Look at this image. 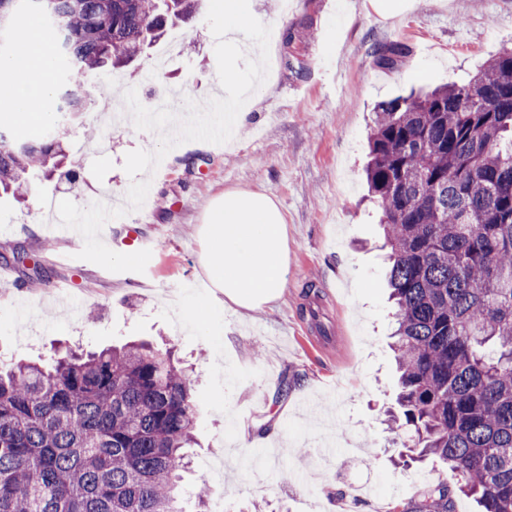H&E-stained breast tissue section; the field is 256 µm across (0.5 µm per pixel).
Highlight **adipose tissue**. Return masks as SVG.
Returning a JSON list of instances; mask_svg holds the SVG:
<instances>
[{
  "label": "adipose tissue",
  "mask_w": 512,
  "mask_h": 512,
  "mask_svg": "<svg viewBox=\"0 0 512 512\" xmlns=\"http://www.w3.org/2000/svg\"><path fill=\"white\" fill-rule=\"evenodd\" d=\"M19 52L7 62L15 76L11 105L0 124L30 127L46 116L53 72L48 51L32 22L18 31ZM199 233L205 242L201 265L225 305L254 311L277 300L288 273V227L269 195L228 191L207 207Z\"/></svg>",
  "instance_id": "1"
}]
</instances>
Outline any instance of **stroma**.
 Segmentation results:
<instances>
[{"label": "stroma", "instance_id": "stroma-1", "mask_svg": "<svg viewBox=\"0 0 512 512\" xmlns=\"http://www.w3.org/2000/svg\"><path fill=\"white\" fill-rule=\"evenodd\" d=\"M249 7L276 36L246 124L232 141L187 142L168 153L151 176L144 212L107 223L112 231L141 225L143 246L154 252L144 272L58 263L69 243L52 232L58 219L46 207L60 196L85 207L106 191L122 201L131 183L126 154L156 148L155 133L102 124L117 87L136 88L151 109L214 97L220 83L205 12L170 27L133 66L87 78V108L62 139L75 179H44L21 202L0 196V252L19 246L54 270L37 281L12 267L15 288L0 294V359L48 368L61 341L97 350L144 340L172 349L193 369L198 406L183 494L203 476L222 482L228 512H402L435 484L454 490V512H476L447 464L399 461L387 421L398 379L387 250L379 214L364 199V168L375 106L469 81L512 46V0H408L395 15L371 0H249ZM290 28L306 36L288 48L282 35ZM396 41L409 54L377 66L375 46ZM160 56L164 66L143 81ZM234 189L271 195L288 224L287 286L277 302L248 313L202 287L199 228L210 200ZM72 278L71 295L57 293L56 283ZM75 299L83 318L66 314ZM194 299L222 313L209 330L185 324ZM296 374L299 385L276 399L282 380ZM325 410L337 414L328 467L318 464ZM284 468L294 480L279 481Z\"/></svg>", "mask_w": 512, "mask_h": 512}]
</instances>
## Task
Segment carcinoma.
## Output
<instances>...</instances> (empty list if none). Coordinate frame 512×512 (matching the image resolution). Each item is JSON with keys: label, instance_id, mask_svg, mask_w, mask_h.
<instances>
[{"label": "carcinoma", "instance_id": "1", "mask_svg": "<svg viewBox=\"0 0 512 512\" xmlns=\"http://www.w3.org/2000/svg\"><path fill=\"white\" fill-rule=\"evenodd\" d=\"M54 85L39 142L0 131V192L24 198L64 157L83 77L137 59L200 0H51ZM409 49L375 50L380 66ZM366 179L390 252L400 376L390 417L480 512H512V48L465 85L380 102ZM198 415L171 351L69 350L0 367V512H187L179 492ZM213 494L197 481V512ZM403 512H453L440 485Z\"/></svg>", "mask_w": 512, "mask_h": 512}]
</instances>
